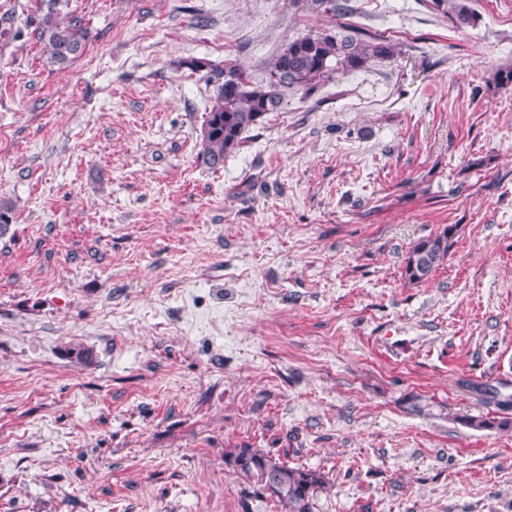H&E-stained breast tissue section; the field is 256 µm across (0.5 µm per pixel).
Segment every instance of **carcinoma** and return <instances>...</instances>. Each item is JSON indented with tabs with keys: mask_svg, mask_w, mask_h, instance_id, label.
I'll use <instances>...</instances> for the list:
<instances>
[{
	"mask_svg": "<svg viewBox=\"0 0 512 512\" xmlns=\"http://www.w3.org/2000/svg\"><path fill=\"white\" fill-rule=\"evenodd\" d=\"M298 11L336 16L352 11L349 0H290ZM428 7L447 18L458 28L475 25L476 15L469 0H426ZM46 11L37 28L50 62L58 68L68 67L85 50L89 32L82 19L63 13L65 0H44ZM398 53L396 44L377 36L365 37L361 31L344 27L332 33L309 32L286 42L267 64L268 77L262 84L251 81L247 70L228 60L213 65L203 60L187 64L192 70L206 71L214 86L215 100L207 112L201 132L203 162L210 168L224 166V157L243 143V135L270 112L282 108L285 92L290 88L307 92L338 74L358 70L371 61L384 60ZM454 228L415 242L406 258L405 274L417 283L429 279L448 256ZM474 429L512 428L507 418L464 417ZM241 482L253 493L268 496L284 512H314V500L326 487V475L317 470L291 467L281 459L254 448H235L225 455Z\"/></svg>",
	"mask_w": 512,
	"mask_h": 512,
	"instance_id": "cac0c4a2",
	"label": "carcinoma"
}]
</instances>
